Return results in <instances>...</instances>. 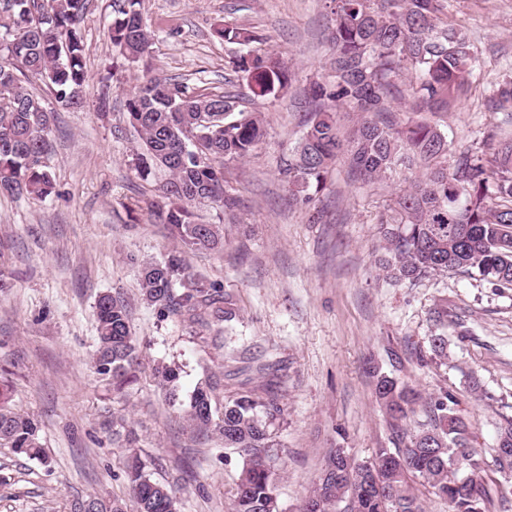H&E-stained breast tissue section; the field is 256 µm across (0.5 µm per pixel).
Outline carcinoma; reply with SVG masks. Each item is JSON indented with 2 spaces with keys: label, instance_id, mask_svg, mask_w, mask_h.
<instances>
[{
  "label": "carcinoma",
  "instance_id": "obj_1",
  "mask_svg": "<svg viewBox=\"0 0 512 512\" xmlns=\"http://www.w3.org/2000/svg\"><path fill=\"white\" fill-rule=\"evenodd\" d=\"M88 0H3L0 4V194L45 199L55 192L49 134L55 111L28 84L41 82L63 110L84 106L88 74L82 27ZM331 55L326 73L310 80L314 109L283 174L292 195L319 194L332 167L345 158L352 178L386 180L402 167H422L399 201L402 217L384 232V269L397 283L449 272L478 274L512 284V140L491 134L486 149L466 151L448 166V140L435 125L400 123L394 103L408 112H447L477 89L475 56L464 26L448 16L447 0H331ZM108 36L120 55L142 69L127 93L129 124L141 141L134 168L143 179L162 172L163 204L147 203L154 222L166 226L177 248L140 268L142 300L162 317L175 316L208 332L203 342L221 349L220 324L236 317L230 295L191 273L187 256L224 247L219 224L195 220L197 204L237 208L225 187L224 165L248 158L265 134L262 113L244 99L195 90L162 78L152 68L151 30L141 0H111ZM241 49L231 58L256 97L288 90V69L265 48L266 38L240 26L214 30ZM488 106L512 105V79L486 97ZM355 112L350 136L337 114ZM95 373L122 396L137 382L141 351L132 332V309L120 296L96 301ZM181 368L162 363L153 378L178 399ZM375 394L399 424L411 419L419 393L389 374L376 375ZM0 387V447L48 462L39 421L4 404ZM284 409L251 390L224 396L221 379L208 375L191 393L189 426L224 442L243 460L231 490L232 512H280L273 467L279 456L276 426ZM427 420L402 433L403 447L379 448L361 463L342 448L330 450L324 469L299 512H424L414 480L448 503V512H491L481 481L487 459L472 444L470 422L441 389ZM492 462L512 477V416L500 414ZM126 479L137 512H180L176 488L153 480L135 456ZM72 512H124L120 502L77 499Z\"/></svg>",
  "mask_w": 512,
  "mask_h": 512
}]
</instances>
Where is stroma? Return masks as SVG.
Returning a JSON list of instances; mask_svg holds the SVG:
<instances>
[{
    "mask_svg": "<svg viewBox=\"0 0 512 512\" xmlns=\"http://www.w3.org/2000/svg\"><path fill=\"white\" fill-rule=\"evenodd\" d=\"M109 2L89 0L83 26L85 107L59 111L51 134L56 195H0L11 282L0 291V370L9 372L12 407L40 420L48 455L43 464L0 447V512H70L74 500L95 495L130 502L124 464L132 452L151 478L178 483L182 512H231L243 463L236 456L220 462L223 445L192 430L184 406L154 385L161 362L181 366V398L211 369L223 372L225 394L254 389L280 401L274 479L282 512H298L329 449L367 461L377 449L397 447L374 394L379 371L408 381L423 401L447 389L471 423L474 447L491 456L499 416L512 411V286L453 272L413 285L386 279L382 224L411 172L363 185L341 161L310 203L293 199L281 173L313 108L304 88L330 54L324 0H143L156 73L251 98L266 135L250 158L224 168L235 212L194 209L198 221L224 227L223 250L188 258L195 274L221 284L236 304L223 350L142 303L140 263L177 243L139 206L161 180L141 179L131 166L139 138L125 99L134 70L108 38ZM448 14L465 27L481 87L512 76V0H448ZM227 23L267 37L292 73L285 94L252 98L228 64L230 44L214 34ZM430 121L452 157L482 150L489 130L512 137V108L486 111L474 95ZM105 293L131 304L142 350L140 382L117 402L90 363L95 303ZM443 298L448 325L440 330L432 311ZM440 332L448 338L443 357L430 347ZM243 350L265 372L236 360ZM116 407L136 431L134 449L113 443L103 427Z\"/></svg>",
    "mask_w": 512,
    "mask_h": 512,
    "instance_id": "obj_1",
    "label": "stroma"
}]
</instances>
